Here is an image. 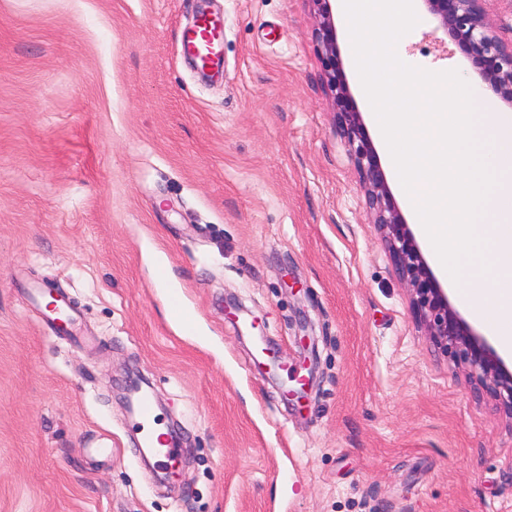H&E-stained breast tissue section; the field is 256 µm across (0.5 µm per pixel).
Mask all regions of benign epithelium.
Masks as SVG:
<instances>
[{"label":"benign epithelium","mask_w":512,"mask_h":512,"mask_svg":"<svg viewBox=\"0 0 512 512\" xmlns=\"http://www.w3.org/2000/svg\"><path fill=\"white\" fill-rule=\"evenodd\" d=\"M319 17L315 37L322 54L326 82L333 96L334 121L346 141L364 184L374 223L383 231L387 249L411 292V310L434 341L457 362L469 367L470 380L512 415V371L448 301V294L423 255L380 167L361 112L343 74L330 0H309ZM427 12L475 65L482 81L512 102V49L493 29L487 0H422Z\"/></svg>","instance_id":"1"}]
</instances>
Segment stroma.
I'll return each instance as SVG.
<instances>
[{
  "mask_svg": "<svg viewBox=\"0 0 512 512\" xmlns=\"http://www.w3.org/2000/svg\"><path fill=\"white\" fill-rule=\"evenodd\" d=\"M200 11L211 79L180 55ZM317 26L308 0H0V512H512V415L416 323ZM400 43L512 113L433 20ZM131 372L179 436L164 485ZM221 18L199 12L183 34L182 52L191 59L198 71L214 76L220 72V45L223 38Z\"/></svg>",
  "mask_w": 512,
  "mask_h": 512,
  "instance_id": "stroma-1",
  "label": "stroma"
}]
</instances>
